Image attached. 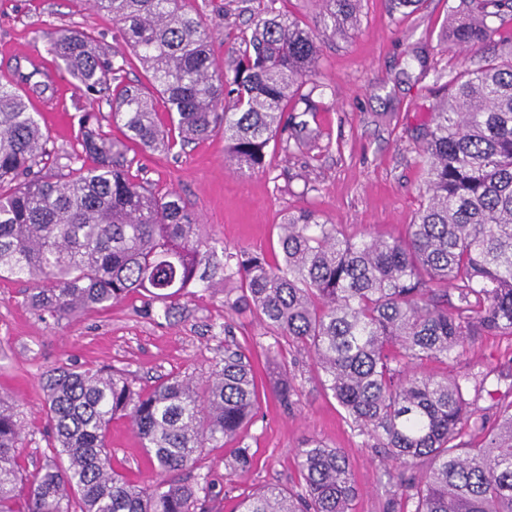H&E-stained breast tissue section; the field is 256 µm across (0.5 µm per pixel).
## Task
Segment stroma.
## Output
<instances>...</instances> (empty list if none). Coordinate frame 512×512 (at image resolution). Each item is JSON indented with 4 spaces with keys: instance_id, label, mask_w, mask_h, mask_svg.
<instances>
[{
    "instance_id": "stroma-1",
    "label": "stroma",
    "mask_w": 512,
    "mask_h": 512,
    "mask_svg": "<svg viewBox=\"0 0 512 512\" xmlns=\"http://www.w3.org/2000/svg\"><path fill=\"white\" fill-rule=\"evenodd\" d=\"M268 0H189L213 30L212 47L223 66L240 49L238 36L252 25ZM466 13L462 0H418L413 10L392 12L389 0H362L357 25L335 38L318 33L322 93L316 112L306 114L311 134L304 145L282 152L270 146L263 172L242 171L225 159L217 133L184 152L137 151L132 174L159 192L178 193L205 232L227 250L278 254L277 226L285 213L310 207L353 239L403 238L425 199L421 146L434 106L451 74L473 69L484 59L507 54L512 21H505L478 50L448 46L449 28ZM91 32L107 51L123 42L110 15L90 9L87 0H0V78L11 77L16 49L54 61L45 51L58 29ZM30 107L51 144L71 149L83 113H93L103 130L123 138L106 100L79 95L73 77L55 69L51 98L34 97ZM29 285L0 279V392L20 406L25 426L22 463L35 469L48 443L42 374L61 364L84 369L102 364L122 368L136 386L150 389L158 377L208 369L224 356V341L249 347L260 410L243 434L253 454L250 471L226 464L222 450L207 463L221 494L219 512H238L241 498L266 485L297 488L295 451L317 438L345 449L358 495L352 512H389L394 468L384 466L346 423L324 388L310 357L286 345L282 354L300 391L296 404L283 406L274 395L276 360L255 339L263 328L250 313L224 305L223 291L180 298L170 317H145L144 299L133 294L109 309H91L57 321L40 318L25 303ZM423 372L438 377L455 370L487 374L481 407L512 402V339L476 336L460 348L454 364L426 362ZM495 421V414L487 416ZM112 465L134 481L152 476V466L131 424L113 420L109 432Z\"/></svg>"
}]
</instances>
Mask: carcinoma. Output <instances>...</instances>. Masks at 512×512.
<instances>
[{
	"label": "carcinoma",
	"mask_w": 512,
	"mask_h": 512,
	"mask_svg": "<svg viewBox=\"0 0 512 512\" xmlns=\"http://www.w3.org/2000/svg\"><path fill=\"white\" fill-rule=\"evenodd\" d=\"M275 2L242 32L231 78L210 28L184 0H90L112 17L123 50L106 54L91 33L62 29L48 53L80 93L112 91V121L129 143L169 153L222 132L225 159L259 171L288 127V102L315 111L298 92L320 61L312 30ZM316 2L324 32L357 24L361 0ZM507 11L512 0H468L469 18L448 40L473 48ZM132 56L169 123L158 119L152 95L110 87ZM23 80L35 95L50 89L19 65L14 79L0 82V279L32 283L31 309L59 321L137 292L147 297L146 315L166 316L191 288L236 282L240 294L224 305L256 313L269 342L255 343L273 357L284 343L308 352L368 446L420 470L393 485L391 512H512V403L490 429L478 406L486 378L420 372L426 361H455L471 337L512 338V53L448 80L422 145L425 202L405 238L351 241L303 208L277 225L275 260L241 250L219 261L218 241L183 198L131 175L128 143L89 115L71 150H48L38 113L16 91ZM87 156L89 167L81 164ZM41 384L51 439L33 472L21 464V412L0 394V512H215L218 494L202 460L238 439L259 409L250 361L236 343L208 370L168 376L146 392L112 367L57 366ZM274 394L284 404L297 394L286 365ZM116 418L130 422L153 464L143 483L112 466ZM466 428L483 435L480 445L461 441ZM296 460L298 490L264 486L239 512H352L357 489L343 449L309 438ZM252 464L249 448L230 449L233 470Z\"/></svg>",
	"instance_id": "1"
}]
</instances>
